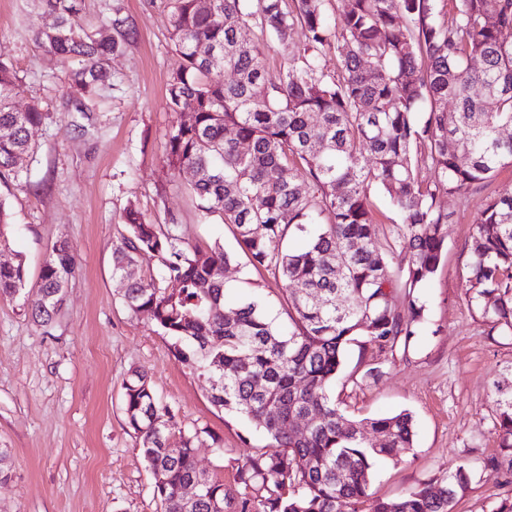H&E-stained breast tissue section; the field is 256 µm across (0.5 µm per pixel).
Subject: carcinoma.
Listing matches in <instances>:
<instances>
[{
  "label": "carcinoma",
  "mask_w": 512,
  "mask_h": 512,
  "mask_svg": "<svg viewBox=\"0 0 512 512\" xmlns=\"http://www.w3.org/2000/svg\"><path fill=\"white\" fill-rule=\"evenodd\" d=\"M52 22L38 29L49 60L67 70L77 112L112 90V36L123 20L91 33L82 0H40ZM167 0L177 61L167 80L176 121L166 141L170 170L191 168L197 207L218 215L250 265L282 279L288 324L278 322L260 285L230 299L224 265L231 255L178 243L129 204L125 233L112 244V276L127 308L147 312L173 340L177 361L208 382L219 410L251 422L268 440L236 480L252 491L232 503L224 481L201 469L204 429L184 431L158 402L147 376L123 383L129 426L156 477L163 512H453L468 490L461 461L448 476L393 499L375 496L381 460L400 462L414 447L406 411L355 418L333 385L346 346L394 351L417 332L423 306L415 290L445 257L448 213L442 194L481 190L512 167V0ZM270 34L292 50L278 80L266 79ZM342 48L341 68L324 64ZM479 66H473V62ZM232 79L225 80V74ZM21 84L0 48V180L19 176L31 151L41 104L18 111ZM383 193L398 220L373 219L371 194ZM12 216L0 199V249ZM306 236L301 248L289 235ZM158 273H136L138 256ZM467 288L483 321L512 336V193L485 198L469 244ZM76 257L53 244L38 281L23 260L0 264V297L20 299L35 323L57 314ZM170 282L167 288L162 283ZM409 300L404 314L394 292ZM500 453L487 465L512 480V394L500 399ZM178 433L181 447L167 448ZM198 485L196 497L182 492Z\"/></svg>",
  "instance_id": "cac0c4a2"
}]
</instances>
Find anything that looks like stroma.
<instances>
[{"mask_svg": "<svg viewBox=\"0 0 512 512\" xmlns=\"http://www.w3.org/2000/svg\"><path fill=\"white\" fill-rule=\"evenodd\" d=\"M125 21L121 50L112 57L115 85L105 104L75 112L65 75L50 70L36 38L49 23L39 0H0V48L8 53L24 92L17 108L40 100L48 119L33 128V154L19 163L18 180L0 185L13 215L8 250L36 281L52 245L72 246L77 268L51 325L35 324L21 300L0 298V448L9 449L10 475L0 482V512H160L154 477L127 425L122 382L146 374L182 429H207L222 449L201 445L200 468L222 478L234 497L237 462L265 438L245 421L216 410L208 388L178 363L171 340L148 313L128 310L112 279V244L124 230L127 205L147 220L169 224L187 244H222L237 259L224 269L234 293L260 284L279 321L282 282L248 265L220 218L197 209L192 177L165 163L174 118L166 84L176 61L165 0H83V19L98 27L106 7ZM87 132H78L82 121ZM512 191V168L483 191L443 196L447 257L419 295L424 319L406 347L379 355L384 373L363 382L361 354L350 346L336 379L347 414L381 417L408 411L414 448L401 463H381L377 496L394 498L447 475L459 460L472 466L469 490L454 512H495L512 485L486 467L498 453L496 385H512V336L490 330L470 305L468 243L486 196Z\"/></svg>", "mask_w": 512, "mask_h": 512, "instance_id": "obj_1", "label": "stroma"}]
</instances>
